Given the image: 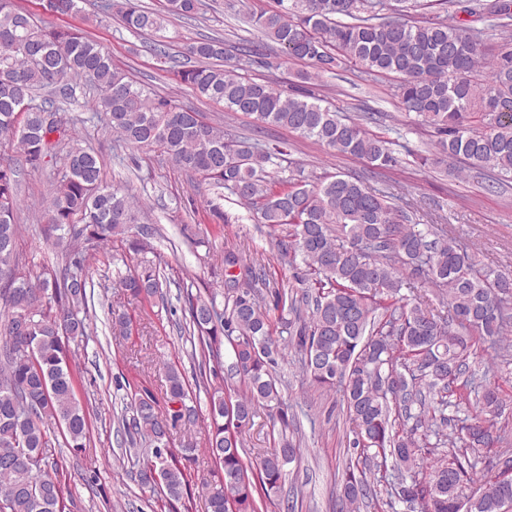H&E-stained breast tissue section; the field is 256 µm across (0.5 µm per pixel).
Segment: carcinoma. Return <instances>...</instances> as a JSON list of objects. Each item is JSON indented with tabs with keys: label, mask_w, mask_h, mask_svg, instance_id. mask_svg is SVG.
Instances as JSON below:
<instances>
[{
	"label": "carcinoma",
	"mask_w": 512,
	"mask_h": 512,
	"mask_svg": "<svg viewBox=\"0 0 512 512\" xmlns=\"http://www.w3.org/2000/svg\"><path fill=\"white\" fill-rule=\"evenodd\" d=\"M200 0H165L163 11L137 0H100L101 13L117 14L137 35L161 30L171 17L193 18ZM459 12L485 22L479 29L438 17L406 19L387 14L390 0H291L261 14L256 24L292 61L319 73L349 62L363 72L395 74L404 108L434 129V151L422 162L460 159L470 168L512 174V51L484 53L489 32L512 29V3L460 0ZM200 95L224 103L227 112L251 117L255 126L278 125L330 151L377 168L397 159L390 141L364 124L342 118L303 92L286 94L214 65L224 59V41L187 44L171 55L156 49ZM196 60L185 66L183 58ZM485 80L476 78L481 68ZM0 70L18 84L0 83V142L25 164L42 168L59 161L53 195L40 232L61 249L53 271L34 272L17 251L23 226L16 223L21 168L0 156V512H65L69 490L47 470L63 437L69 448L86 446L89 423L77 399L72 368L74 343L88 335L82 307L92 284L88 252L121 236L137 256L118 276L135 303H169L165 270L147 258L151 224L140 222L131 197L102 183L98 155L73 144L80 120L70 105L90 91L95 117L105 121L120 145L162 146L168 159L199 181L229 190L259 222L288 241L277 260L301 259L302 297L274 286L261 294L250 282L265 277L242 252L224 251V295L177 285L184 303L179 332L196 337L207 365L232 362L229 385L207 391V453L221 476L201 483L210 512H259L257 496L279 497L286 466L300 442L288 436V415L277 379L278 360L294 350L303 376L325 390L338 389L346 404L352 445L365 454L343 474L337 512L384 493L417 512H506L512 506V456L498 455L504 475L470 492L486 454L507 442L497 427L499 389L475 385L477 349L495 357L512 345L503 331L512 323V274L483 265L434 224L408 223L381 193L341 174L268 179L284 153L224 130L193 110L152 96L112 65L89 36L41 24L15 0H0ZM48 90L40 103L36 91ZM425 278L440 288L448 316L432 312L423 296L408 298ZM170 409L162 414L150 393L136 394L121 415L122 445L135 457L138 482L159 488L173 503L187 484L170 448V432L194 421L186 405L190 389L181 371L169 367ZM268 411L278 447L246 462L244 428ZM464 416H458V412Z\"/></svg>",
	"instance_id": "obj_1"
}]
</instances>
